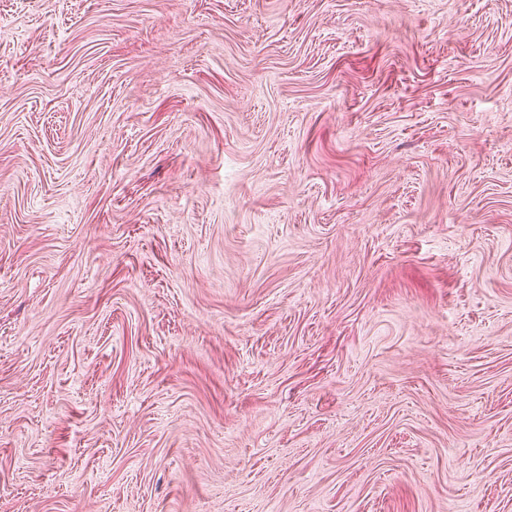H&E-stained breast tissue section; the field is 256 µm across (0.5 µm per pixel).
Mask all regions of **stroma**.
<instances>
[{
    "label": "stroma",
    "mask_w": 512,
    "mask_h": 512,
    "mask_svg": "<svg viewBox=\"0 0 512 512\" xmlns=\"http://www.w3.org/2000/svg\"><path fill=\"white\" fill-rule=\"evenodd\" d=\"M0 512H512V0H0Z\"/></svg>",
    "instance_id": "stroma-1"
}]
</instances>
